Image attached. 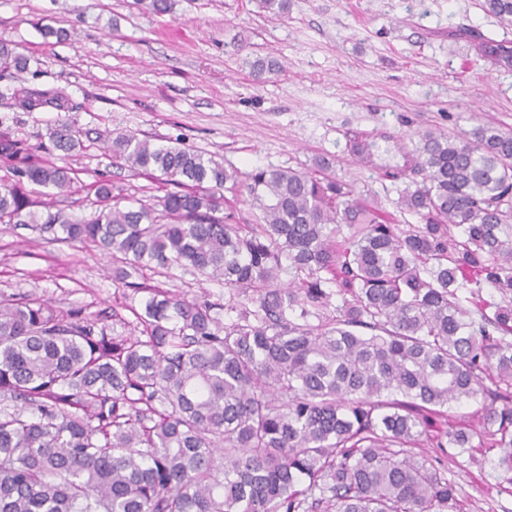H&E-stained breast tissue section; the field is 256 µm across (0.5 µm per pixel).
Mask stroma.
<instances>
[{"label":"stroma","mask_w":512,"mask_h":512,"mask_svg":"<svg viewBox=\"0 0 512 512\" xmlns=\"http://www.w3.org/2000/svg\"><path fill=\"white\" fill-rule=\"evenodd\" d=\"M154 14L135 0H0V34L30 59L21 77L0 75V134L26 141L36 158L74 169L73 192L55 206L91 211L107 179L146 200L162 183L119 166L107 142L134 131L181 143L242 173L313 168L355 184L399 216L401 191L421 181L416 131L459 135L491 122L512 128V69L482 56L481 39L512 42V29L479 0H290L275 16L263 0H170ZM64 31L43 37L42 27ZM280 69L253 80L246 58ZM32 108H23V99ZM67 121L83 151L60 156L47 137ZM372 144L370 168L350 152ZM149 284L190 299L223 301L224 286L188 272ZM0 295L37 297L100 316L113 334L133 332L131 289L112 279L96 248L51 243L28 226L0 224ZM460 512H512L489 457L448 455Z\"/></svg>","instance_id":"1"}]
</instances>
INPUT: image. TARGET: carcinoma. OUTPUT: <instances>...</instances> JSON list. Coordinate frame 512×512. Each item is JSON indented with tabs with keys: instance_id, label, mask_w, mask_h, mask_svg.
<instances>
[{
	"instance_id": "1",
	"label": "carcinoma",
	"mask_w": 512,
	"mask_h": 512,
	"mask_svg": "<svg viewBox=\"0 0 512 512\" xmlns=\"http://www.w3.org/2000/svg\"><path fill=\"white\" fill-rule=\"evenodd\" d=\"M483 8L512 27V0ZM482 47L512 68V44ZM29 63L0 35V72ZM416 136L424 178L399 209L418 224L325 160L242 178L135 132L112 138V157L168 189L142 200L99 180L77 218L39 200L71 193L74 170L0 139V224L98 248L140 295L137 336L0 298V512H458L448 447L499 451L511 493L512 301L480 288L512 293V130ZM49 137L66 156L83 147L66 121ZM175 268L228 299L146 283ZM470 403L482 429L443 428ZM425 444L440 454L412 452Z\"/></svg>"
}]
</instances>
